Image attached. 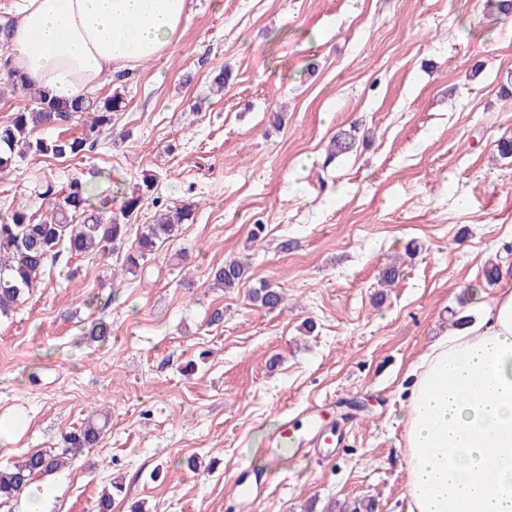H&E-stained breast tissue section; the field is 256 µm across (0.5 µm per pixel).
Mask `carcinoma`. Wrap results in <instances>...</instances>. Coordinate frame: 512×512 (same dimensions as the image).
I'll list each match as a JSON object with an SVG mask.
<instances>
[{
	"mask_svg": "<svg viewBox=\"0 0 512 512\" xmlns=\"http://www.w3.org/2000/svg\"><path fill=\"white\" fill-rule=\"evenodd\" d=\"M35 106L18 110L0 122V175L11 172L30 154L76 158L94 145L97 137L112 128L114 113L122 108L116 94L104 99L84 97L66 99L43 89H31ZM82 121L80 137L32 138L39 127H56L70 121ZM155 178L145 176L124 196L121 216L109 212L108 202L96 197L87 182L74 179L61 189L50 181L34 187L44 213L21 205L0 221V314L8 315L23 302L26 293L36 287L37 279L60 249L70 255H108L122 245L131 221L138 218L145 202L153 195ZM196 208L190 203L166 205L155 213L153 223L145 225L134 246L124 255L122 271L137 274L154 251L178 234L182 225L192 224ZM215 288L234 289L247 279V266L228 259L209 273ZM283 289L261 283L250 290L249 300L256 306L274 311L284 304ZM102 429L93 421L82 423L63 437L64 448L56 453L40 450L27 454L11 468L0 470V501L22 493L40 476L48 475L69 459L96 447Z\"/></svg>",
	"mask_w": 512,
	"mask_h": 512,
	"instance_id": "obj_1",
	"label": "carcinoma"
}]
</instances>
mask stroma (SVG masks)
I'll list each match as a JSON object with an SVG mask.
<instances>
[{
    "label": "stroma",
    "instance_id": "stroma-1",
    "mask_svg": "<svg viewBox=\"0 0 512 512\" xmlns=\"http://www.w3.org/2000/svg\"><path fill=\"white\" fill-rule=\"evenodd\" d=\"M484 9L193 0L162 60L96 88L125 107L93 151L31 154L1 177L0 220L44 178L93 182L116 214L151 175L162 202L197 211L136 275L118 274L114 255L60 252L0 319V415L27 419L0 469L104 414L98 447L38 479L50 512H94L117 476L112 512H407L397 420L411 372L473 319L472 285L489 303L512 282V158L496 151L512 137V20ZM223 65L232 80L210 95ZM339 132L356 146L328 159ZM227 257L247 262L248 279L209 288ZM395 261L399 278L381 285ZM263 282L283 288L281 309L249 304ZM101 321L105 342L88 334ZM319 403L342 446L270 459L281 422ZM251 471L270 474L254 502L233 490Z\"/></svg>",
    "mask_w": 512,
    "mask_h": 512
}]
</instances>
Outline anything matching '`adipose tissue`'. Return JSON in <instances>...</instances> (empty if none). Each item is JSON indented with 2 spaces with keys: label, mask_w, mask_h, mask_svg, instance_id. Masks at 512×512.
I'll list each match as a JSON object with an SVG mask.
<instances>
[{
  "label": "adipose tissue",
  "mask_w": 512,
  "mask_h": 512,
  "mask_svg": "<svg viewBox=\"0 0 512 512\" xmlns=\"http://www.w3.org/2000/svg\"><path fill=\"white\" fill-rule=\"evenodd\" d=\"M190 0H0L12 22L4 58L27 83L67 99L162 59ZM478 320L420 357L403 432L408 512H512V284Z\"/></svg>",
  "instance_id": "ef3b65f1"
}]
</instances>
